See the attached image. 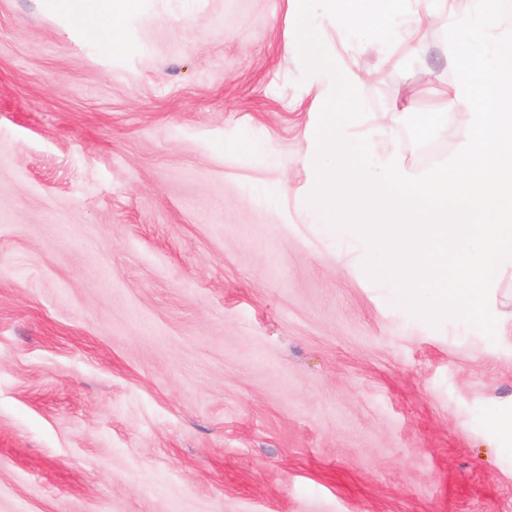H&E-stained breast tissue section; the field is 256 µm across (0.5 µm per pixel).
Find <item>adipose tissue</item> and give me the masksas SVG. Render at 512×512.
<instances>
[{
  "mask_svg": "<svg viewBox=\"0 0 512 512\" xmlns=\"http://www.w3.org/2000/svg\"><path fill=\"white\" fill-rule=\"evenodd\" d=\"M334 11L341 14L347 27L361 26L363 20L381 23L386 8H393L403 17V0H329ZM144 0H51L50 7L74 17L90 28L98 50L112 55L126 39L127 24L138 16Z\"/></svg>",
  "mask_w": 512,
  "mask_h": 512,
  "instance_id": "1",
  "label": "adipose tissue"
}]
</instances>
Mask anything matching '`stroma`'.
<instances>
[{"label":"stroma","instance_id":"stroma-1","mask_svg":"<svg viewBox=\"0 0 512 512\" xmlns=\"http://www.w3.org/2000/svg\"><path fill=\"white\" fill-rule=\"evenodd\" d=\"M473 7L429 0L410 57L316 12L373 153L431 169L404 121L456 84ZM295 37L287 0H145L110 56L0 0V512H512L487 423L512 416V264L491 340L310 224L330 85Z\"/></svg>","mask_w":512,"mask_h":512}]
</instances>
